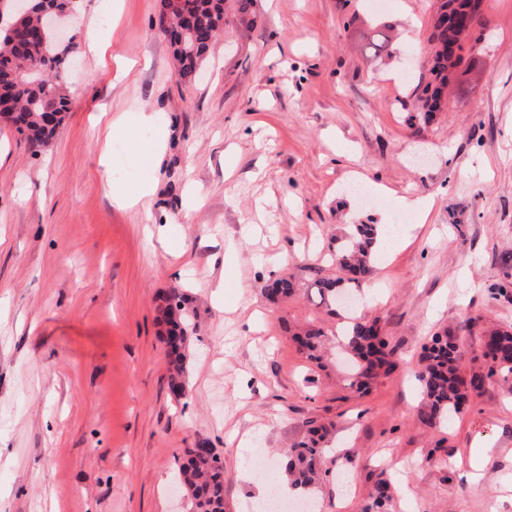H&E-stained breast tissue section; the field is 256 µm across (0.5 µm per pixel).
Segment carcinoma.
I'll list each match as a JSON object with an SVG mask.
<instances>
[{
	"mask_svg": "<svg viewBox=\"0 0 512 512\" xmlns=\"http://www.w3.org/2000/svg\"><path fill=\"white\" fill-rule=\"evenodd\" d=\"M252 0H161L160 13L170 14L171 26L161 28L174 47L177 73L185 82L193 81L213 41L223 32L228 13L248 21ZM435 22L431 24L430 67L428 78L419 79L413 89L419 102L418 117L428 123L443 110L444 89L449 76L460 65V54L448 53V41L464 42L463 29L456 18L464 11L448 10V0H436ZM77 48L75 42L58 43L51 33L32 38H17L8 30H0V100L12 103L0 111V123L10 125L24 136L28 149L38 154L50 144L69 111L63 69ZM382 235L378 224H351L344 236L336 239L333 262L340 276L314 283L321 303L330 305L351 294L369 280L375 271L376 244ZM267 294L274 300H285L295 292L292 278L274 279ZM194 311L187 306L185 294L174 288L165 297L161 341L169 366V389L184 395V377L190 355L191 326ZM325 333L311 326L296 336L299 349L311 361L322 359ZM349 358L350 386L365 394L370 381L384 367L391 366L393 351L382 338L378 320L355 317L343 336ZM483 358L490 364L488 376H499L512 384V331L492 330L484 339ZM414 377L419 383L423 408L420 421L432 426L461 413L470 394L480 392L484 378L473 375L466 380L458 367V346L448 332L437 333L419 353ZM327 428L310 426L307 435L284 454L283 464L292 485L305 492L318 480L319 465L326 451ZM180 486L190 512H224V460L219 453L201 448L181 450ZM391 499L390 483L378 480L363 512H386Z\"/></svg>",
	"mask_w": 512,
	"mask_h": 512,
	"instance_id": "obj_1",
	"label": "carcinoma"
}]
</instances>
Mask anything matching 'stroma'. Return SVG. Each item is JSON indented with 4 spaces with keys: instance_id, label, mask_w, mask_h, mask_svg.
<instances>
[{
    "instance_id": "35a3bbf8",
    "label": "stroma",
    "mask_w": 512,
    "mask_h": 512,
    "mask_svg": "<svg viewBox=\"0 0 512 512\" xmlns=\"http://www.w3.org/2000/svg\"><path fill=\"white\" fill-rule=\"evenodd\" d=\"M76 9L70 110L49 147L31 154L0 125V512H188L177 457L201 440L224 459L225 512H260L244 475L282 480L280 452L312 421L335 429L293 512L308 499L360 512L382 478L397 486L389 512H512V389L481 355L488 325L512 327V293L498 291L512 254V0H487L484 45L464 49L428 124L412 90L433 0H254L252 24L228 17L192 83L175 73L160 0ZM104 11L111 32L92 53ZM378 31L392 43L376 54ZM155 151L148 204H117ZM351 224L395 227L359 294L394 351L367 395L337 363L344 311L311 294L336 277L329 251ZM280 276L296 293L275 302L265 287ZM173 288L196 309L179 398L158 311ZM308 324L330 334L320 366L293 339ZM444 330L461 375L486 381L430 427L412 372Z\"/></svg>"
}]
</instances>
